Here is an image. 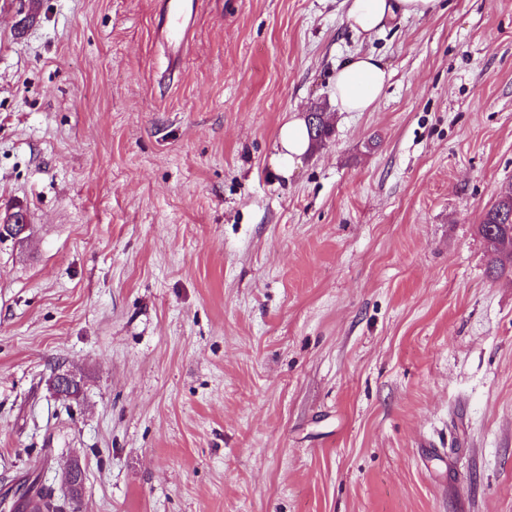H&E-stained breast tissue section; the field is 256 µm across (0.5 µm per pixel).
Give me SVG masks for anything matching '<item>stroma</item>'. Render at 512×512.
<instances>
[{
    "label": "stroma",
    "instance_id": "obj_1",
    "mask_svg": "<svg viewBox=\"0 0 512 512\" xmlns=\"http://www.w3.org/2000/svg\"><path fill=\"white\" fill-rule=\"evenodd\" d=\"M155 5L0 0V220L30 225L0 238V481L64 512H512V269L477 232L512 186V0L372 36L343 0H203L173 72ZM357 50L392 77L342 112ZM277 154L273 157L276 170L288 177L303 161L310 150L306 122L293 114L284 122L278 132ZM30 482V484H28ZM12 493V504L14 505V510L19 512H27L30 511L26 507L27 500L32 497V499H36V505L34 506L37 512H62L63 505L60 503L58 499L55 498L53 491L50 488L39 486L37 477L30 480V476L27 479L20 481L19 483L10 486L3 492V497L1 498V503L6 501L8 493ZM18 505L19 508L23 510H19L15 508V503L21 501Z\"/></svg>",
    "mask_w": 512,
    "mask_h": 512
}]
</instances>
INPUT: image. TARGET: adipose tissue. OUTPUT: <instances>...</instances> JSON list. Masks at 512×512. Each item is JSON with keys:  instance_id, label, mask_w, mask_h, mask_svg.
<instances>
[{"instance_id": "adipose-tissue-1", "label": "adipose tissue", "mask_w": 512, "mask_h": 512, "mask_svg": "<svg viewBox=\"0 0 512 512\" xmlns=\"http://www.w3.org/2000/svg\"><path fill=\"white\" fill-rule=\"evenodd\" d=\"M344 3L347 26L356 33L370 35L399 18L431 16L437 11L440 0H344ZM389 78L381 59L369 53L354 52L336 71V103L344 112L371 111ZM277 144L273 158L275 168L282 175H290L310 149L305 120L290 116L279 129Z\"/></svg>"}]
</instances>
